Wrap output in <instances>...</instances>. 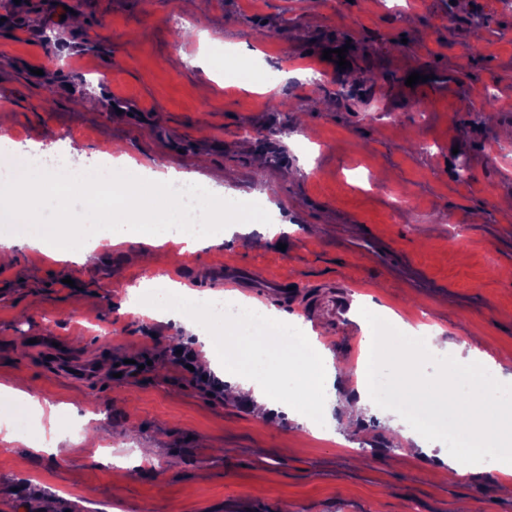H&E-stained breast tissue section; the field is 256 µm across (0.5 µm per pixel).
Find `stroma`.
Returning <instances> with one entry per match:
<instances>
[{"label": "stroma", "instance_id": "obj_1", "mask_svg": "<svg viewBox=\"0 0 512 512\" xmlns=\"http://www.w3.org/2000/svg\"><path fill=\"white\" fill-rule=\"evenodd\" d=\"M0 0V137L23 154L82 146L87 163L122 144L197 181H214L241 212L224 241L163 244L150 264L119 248L56 260L19 250L0 266V385L26 384L43 405L94 414L96 448L55 431L57 450L0 441V512H512L497 472L453 473L410 452L390 408L349 446L320 440L287 411L253 418L161 360L198 337L180 321L123 310L153 275L196 282L198 268L243 266L288 282L306 302L268 310L333 353L330 398L355 399L341 365L363 360V331L387 330L378 308L443 329L512 376V0ZM347 47L348 68L323 50ZM324 71L321 85L309 69ZM271 91L240 87L242 74ZM427 80L406 86L411 73ZM493 121L474 123L485 96ZM286 101L282 111L271 104ZM466 169V181L454 176ZM287 225L280 244L243 235L255 213ZM59 353L92 362L88 379L53 370ZM151 366L121 377L117 364ZM152 447L151 469L114 456Z\"/></svg>", "mask_w": 512, "mask_h": 512}]
</instances>
